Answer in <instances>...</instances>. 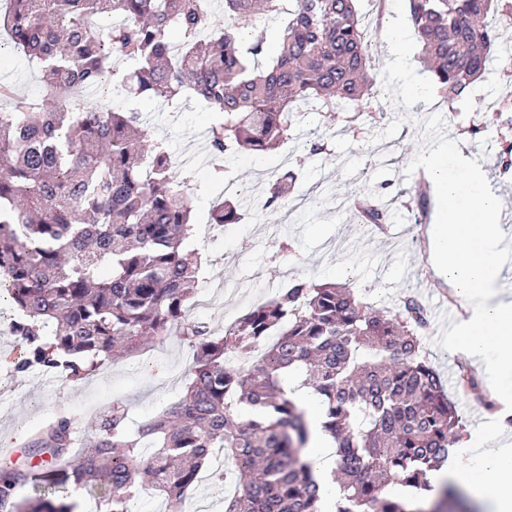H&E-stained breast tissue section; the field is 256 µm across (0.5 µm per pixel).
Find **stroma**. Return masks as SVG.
<instances>
[{
	"mask_svg": "<svg viewBox=\"0 0 512 512\" xmlns=\"http://www.w3.org/2000/svg\"><path fill=\"white\" fill-rule=\"evenodd\" d=\"M370 42V71L377 76V110L360 105L337 110L333 116L298 111L292 117L287 148L260 158L228 152L214 158L206 152L207 129L216 119L200 102L190 100L173 109L137 101L104 87L89 95L96 106L110 101L117 109L140 112L148 137L166 140L175 168L189 167L202 186L194 210L195 233L189 248L199 251L203 275L196 290L197 309L190 318L210 324L223 335L228 322L257 304L272 299L288 278L315 283L349 282L362 301L394 310L407 293L420 296L429 312L450 305L448 286L435 274L428 252V227L418 223L410 207L419 186L418 159L442 144L489 145L482 165L501 197L504 216L512 220V169L504 170L499 145L512 141V111L491 112L490 102L512 96V17L499 23V51L472 94L459 102L441 95L410 104L394 89L392 61L381 30L377 0H357ZM37 60L12 48L0 50V82L13 83L22 93L43 91ZM319 134L326 150L307 152L310 133ZM293 151L284 161L285 151ZM224 175L215 178L214 167ZM291 170L292 199L287 219L269 222L262 205L269 172ZM233 180L246 214L238 224L213 230L215 202L224 199V184ZM368 197L389 213L380 228L356 229L352 197ZM16 311L0 296V465L11 468L31 460L28 443L41 429L64 416L80 437L92 440L101 414L112 402L127 405L128 431L161 415L184 393L192 351L176 339L150 345L139 353L103 364L92 375L71 381L32 366L17 370L23 341L14 336ZM424 349L440 371L449 395L466 424L467 437H480L487 411L483 402L464 395L456 384L463 359L448 353V337L431 324Z\"/></svg>",
	"mask_w": 512,
	"mask_h": 512,
	"instance_id": "35a3bbf8",
	"label": "stroma"
}]
</instances>
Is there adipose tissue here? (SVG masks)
Instances as JSON below:
<instances>
[{"label":"adipose tissue","mask_w":512,"mask_h":512,"mask_svg":"<svg viewBox=\"0 0 512 512\" xmlns=\"http://www.w3.org/2000/svg\"><path fill=\"white\" fill-rule=\"evenodd\" d=\"M396 62L399 96L414 103L431 98L433 87L412 63V41L396 21L384 30ZM420 165L434 190L438 217L431 259L453 288L465 315L448 338V351L483 367L496 390V411L478 440L460 442L456 457L431 476L434 488L455 482L489 512H512V295L500 262V200L485 173L463 162L458 151L435 150Z\"/></svg>","instance_id":"obj_1"}]
</instances>
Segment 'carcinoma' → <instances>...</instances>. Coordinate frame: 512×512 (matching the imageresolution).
I'll use <instances>...</instances> for the list:
<instances>
[{"label": "carcinoma", "instance_id": "1", "mask_svg": "<svg viewBox=\"0 0 512 512\" xmlns=\"http://www.w3.org/2000/svg\"><path fill=\"white\" fill-rule=\"evenodd\" d=\"M0 30L38 58L39 102L0 83V285L19 311L25 340L17 368L38 365L69 378L112 355L177 338L192 350L184 395L127 433V411L112 404L87 448L73 449L62 418L31 442L37 466L0 472V512H74L65 498L22 500L18 486L101 487L102 512H130L150 486L181 501L211 449L237 486L224 512H324L325 493L308 448L307 411L283 377L303 373L335 442L341 474L335 512H468L445 488L436 500L428 473L448 460L465 424L422 347L429 328L418 295L387 315L336 283L295 280L213 338L186 319L201 258L182 245L193 233L199 185L175 174L163 140H137L139 113L89 93L116 78L134 99L195 98L221 114L208 130L212 155L229 147L257 154L288 138L293 111L371 108L377 78L367 70V31L356 0H5ZM422 59L443 98L467 97L486 70L496 35L489 15L503 0H407ZM280 20L276 47L256 15ZM293 175L269 182L265 207L288 200ZM242 212L226 199L216 224ZM457 385L476 374L461 365Z\"/></svg>", "mask_w": 512, "mask_h": 512}]
</instances>
